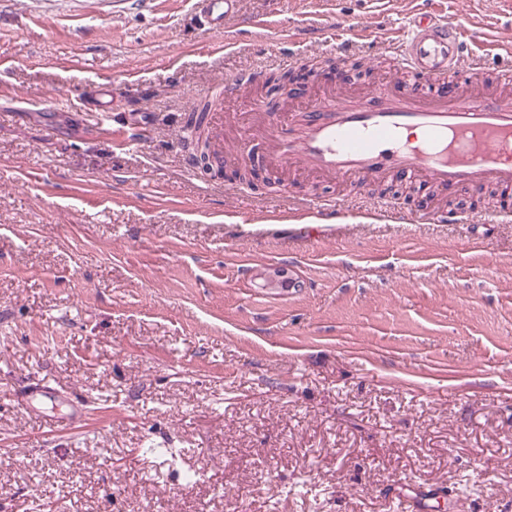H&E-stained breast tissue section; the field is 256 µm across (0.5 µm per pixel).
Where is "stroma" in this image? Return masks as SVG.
<instances>
[{
  "instance_id": "obj_1",
  "label": "stroma",
  "mask_w": 512,
  "mask_h": 512,
  "mask_svg": "<svg viewBox=\"0 0 512 512\" xmlns=\"http://www.w3.org/2000/svg\"><path fill=\"white\" fill-rule=\"evenodd\" d=\"M430 7L240 0L215 35L197 0H0V512H512L488 190L186 162L197 101L252 71L358 62L356 88L426 94L389 44ZM441 9L471 46L453 86L506 65L512 0ZM330 195L348 218L293 235Z\"/></svg>"
}]
</instances>
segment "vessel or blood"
I'll list each match as a JSON object with an SVG mask.
<instances>
[{"label": "vessel or blood", "instance_id": "obj_1", "mask_svg": "<svg viewBox=\"0 0 512 512\" xmlns=\"http://www.w3.org/2000/svg\"><path fill=\"white\" fill-rule=\"evenodd\" d=\"M238 0H207L206 25L224 29ZM468 52L461 25L438 12L408 20L392 53L405 68L434 81L438 94L420 99L411 92L383 89L361 102L332 95L303 112L296 124H271L261 150L245 133L247 155L285 166L302 165L330 181H381L417 177L436 190L477 189L493 183L512 190V68L498 72L495 85L452 96L448 76ZM420 140L407 139L409 131ZM316 221L333 222L343 210L332 198L313 203ZM315 221V223H316ZM315 223L302 225L312 235Z\"/></svg>", "mask_w": 512, "mask_h": 512}]
</instances>
